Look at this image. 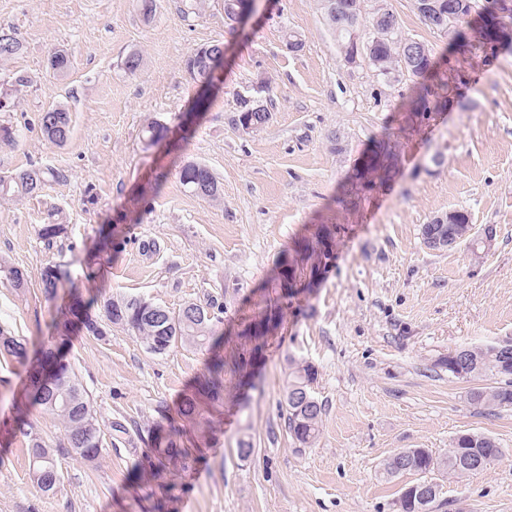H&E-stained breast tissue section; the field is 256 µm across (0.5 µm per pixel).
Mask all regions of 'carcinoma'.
Instances as JSON below:
<instances>
[{
    "label": "carcinoma",
    "instance_id": "1",
    "mask_svg": "<svg viewBox=\"0 0 512 512\" xmlns=\"http://www.w3.org/2000/svg\"><path fill=\"white\" fill-rule=\"evenodd\" d=\"M319 9L326 24L332 30L341 55L346 63L354 57H365L379 74L389 77L405 70L419 79L416 95L410 100L408 111L415 118L425 117L430 112V101L441 107L448 103L444 94L432 89L429 80L434 76L436 61L432 49L422 45V52L409 64L400 52L403 37L400 24L390 26L376 20V14L363 16V0H318ZM423 0H415L418 13L424 24L448 33L453 39V51L460 57L471 52L473 44L466 34L459 30L469 24V17L474 9V0H457L461 17L454 27H448V0H432L434 8H422ZM484 26L479 31L480 43L491 52L496 51L498 39L495 34L509 32V27L500 17L486 12L482 17ZM22 44L13 30L0 26V64L20 54ZM185 69L193 79L206 82L211 79L209 67L204 57L193 52L184 63ZM49 67L58 74H65L71 67L68 55L62 51H53L49 56ZM32 80L25 76H17L11 87L0 90L5 103L0 111L14 106L15 98L29 86ZM247 118L257 128L264 127L270 120V112L258 101L244 100L234 122ZM41 128L46 139L61 145L69 140L73 131L72 113L61 107H55L43 113ZM368 154L374 165L367 175L357 180V184L373 186L390 180L395 174L396 154L386 137L373 140ZM64 178L62 172L49 167H34L10 175H0V199H22L37 195L50 181ZM183 186L196 195L210 200H219L223 195L222 187L213 173L203 164L190 161L180 171ZM456 223L448 225V232L457 236H466L471 244H476V234L466 235L469 221L466 212L454 216ZM41 237L52 244L65 234L67 225L57 221V213L48 214V222L40 229ZM333 243L332 230H324L313 239L306 240L298 246L293 257V268L285 269L281 274V287L285 296L294 297L297 288L306 279L313 278L323 261L329 259ZM118 245L112 240V230L100 231L98 255L85 260L84 278L94 280L101 277L100 256H112ZM6 280L13 287L20 288L24 284L23 273L16 267L0 261V280ZM45 293L53 295L59 285L70 283V301L63 318L56 326L57 336L66 340L74 327L81 326L87 332L103 335L96 317L92 314L94 297H85L78 284L73 282L70 271L60 264H48L41 273ZM109 322L122 325L133 331L145 349L156 355H162L172 348L182 346H198L212 351L213 358L200 377L199 389L196 393L186 396L178 410V418L196 420L202 417V406L206 400H215L224 392V373L230 371L243 383L251 375L255 361L267 343L268 326L277 323L280 315L279 305L270 306L265 317L254 320L244 326L242 338L249 347L235 355L231 360L224 359L221 354L222 337L215 335L213 329L214 316L208 308L191 302L174 312L162 307V321L152 317L151 307L146 300L138 297H117L106 300L104 304ZM0 355L24 361L27 350L24 344L0 327ZM448 365V373L455 378L475 381L486 377L494 379L490 386L474 387L469 392L470 401L488 413L512 409V348L503 346H472L448 352L444 359ZM317 372L314 367L306 364L295 368L286 395V412L288 429L294 440L306 446L312 444L320 432L322 422V404L312 394V385L316 381ZM34 404L59 420L65 429V439L71 453L82 460L97 457L103 444V433L97 413L90 396L83 388L74 369L67 362H58L52 370L50 388L43 395L31 396ZM16 431L27 438L30 455V474L33 482L44 492H53L62 479V468L54 451L44 445L27 421L17 425ZM203 440L183 439L176 421L168 424V429L154 436V460L151 465L166 469L170 466L185 465L192 455V449L200 447ZM410 463L409 472L417 475L415 483L430 481V485L422 492L405 494L399 497V512H430L433 503L442 492V484L438 477L462 478L476 474L468 460H481V469H486L496 461L510 455L509 450L502 448L491 437L483 434L467 433L452 442L448 453L435 458L425 448L407 449Z\"/></svg>",
    "mask_w": 512,
    "mask_h": 512
}]
</instances>
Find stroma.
Here are the masks:
<instances>
[{
  "label": "stroma",
  "instance_id": "1",
  "mask_svg": "<svg viewBox=\"0 0 512 512\" xmlns=\"http://www.w3.org/2000/svg\"><path fill=\"white\" fill-rule=\"evenodd\" d=\"M383 1L447 77L449 36L421 21L414 0L365 6ZM188 4L156 0L146 19L140 0H0V24L23 45L0 66V84L32 79L0 112V124L19 133L17 145L0 147V173L40 164L64 174L36 196L0 200V259L24 273L23 287L0 283V326L30 359L56 348L54 326L70 299L65 284L45 295L43 267L80 271L104 224L121 244L103 277L81 285L100 300L93 313L102 335L76 330L64 351L94 402L104 448L90 461L73 458L62 426L27 400V362L0 358V512H152L162 497L168 512H397L414 477L379 476L397 449L441 457L457 435L481 433L512 451V410L486 413L468 398L471 382L438 363L460 346L512 340V41L492 54L474 47L456 62L464 81L447 107L414 119V79L345 63L318 0H255L242 24L219 7L191 14ZM291 31L301 51H288ZM216 41L224 61L205 86L184 61ZM56 48L72 61L63 77L48 71ZM135 50L144 64L131 75L122 63ZM244 98L270 111L262 129L234 125ZM58 105L74 121L61 146L40 129L42 113ZM151 121L167 128L152 145L143 138ZM380 134L397 144V174L343 209L344 186ZM189 161L214 173L220 201L181 184ZM451 210L467 212L476 230L492 228V246L429 249L422 225ZM52 211L68 234L49 245L40 228ZM324 224L336 229L331 256L284 302L248 384L225 376L223 397L205 408L207 427L182 422L185 437L206 432V447L188 467L152 475L151 434L175 417L208 354L189 346L148 353L132 331L106 321L102 301L211 306L232 355L244 325L279 296L280 261ZM305 364L317 370L312 390L325 406L307 447L285 424L291 372ZM20 418L62 465L53 493L31 480L27 440L14 431ZM242 442L249 457L237 453ZM442 485L430 512H512V455Z\"/></svg>",
  "mask_w": 512,
  "mask_h": 512
}]
</instances>
